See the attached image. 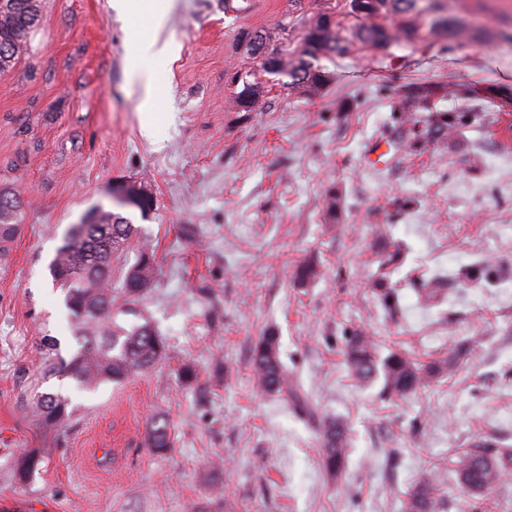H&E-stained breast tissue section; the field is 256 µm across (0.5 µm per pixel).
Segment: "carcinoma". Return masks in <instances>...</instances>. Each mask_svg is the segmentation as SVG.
Masks as SVG:
<instances>
[{"label": "carcinoma", "instance_id": "obj_1", "mask_svg": "<svg viewBox=\"0 0 512 512\" xmlns=\"http://www.w3.org/2000/svg\"><path fill=\"white\" fill-rule=\"evenodd\" d=\"M420 0H344L340 10L324 8L304 28L300 49L291 62L274 52H266V39L260 32L249 37L251 54L261 59L264 72L276 70L290 78L288 87L302 88L310 94L323 91L332 74L319 65L322 58L344 56L355 49H387L404 40L425 42L427 37L444 31L459 40L469 30L448 17L433 19L422 25L418 9ZM40 17V0H0V74L10 71L27 48L31 33ZM243 82L236 93L234 106L240 112H251L265 102L267 86L258 79ZM457 95L444 81H430L413 87L391 106L392 131L397 144L409 151H423L439 140H445L459 128L475 122L479 113L497 107L495 100L465 103L453 111L437 108V104ZM21 200L13 191L0 192V252L14 241L20 225ZM137 228L120 213H100L93 224H74L56 250L49 270L56 285L64 293L69 311L73 339L77 350L70 359L61 357L58 344L46 338L39 345L44 374H62L73 379L77 388L93 390L102 384L119 383L141 372L166 355V345L148 320L126 329L117 322L119 315H133V304L142 299L152 283L155 259L153 253L139 250L136 261L125 273L122 291L112 293V255L126 249ZM279 336L273 331L259 337L252 350V369L261 388L268 394L289 393L304 405L306 399L290 384L283 365ZM378 342L362 332L347 338L344 352L348 370L362 382L383 377L385 388L393 396L403 398L416 393L428 379L443 371L447 361L422 364L406 351H392L377 357ZM70 400L61 393H44L36 405L38 420L46 431H58L66 425ZM169 423L153 417L147 425V447L163 453L171 447ZM323 466L340 470L349 445L345 426L336 421L325 425L322 432ZM42 460L40 449L28 448L18 458L14 478L25 483ZM448 473L453 485L464 489L481 501L490 498L499 487L512 482V448L494 437L475 440L461 455L449 460ZM443 499L437 486V473H426L405 494L401 512H441Z\"/></svg>", "mask_w": 512, "mask_h": 512}]
</instances>
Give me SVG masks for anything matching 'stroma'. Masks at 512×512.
Returning <instances> with one entry per match:
<instances>
[{
  "instance_id": "obj_1",
  "label": "stroma",
  "mask_w": 512,
  "mask_h": 512,
  "mask_svg": "<svg viewBox=\"0 0 512 512\" xmlns=\"http://www.w3.org/2000/svg\"><path fill=\"white\" fill-rule=\"evenodd\" d=\"M470 39L422 47L400 41L322 59L334 75L316 95L267 74L268 104L235 111L234 74L259 70L249 33L294 57L322 0H172L160 19L131 21L110 0H42L24 57L0 75V189L18 190L22 230L0 259V505L26 512H400L407 489L479 437L512 448V105L422 152L391 142L390 110L417 81L507 97L512 92V0H442ZM173 51L142 61L158 88L154 137L142 130L127 59L135 36ZM386 145L382 164L368 155ZM149 193L148 212L122 214L156 270L139 308L166 356L125 383L77 389L41 381L38 344L76 349L48 269L70 225L111 210L113 182ZM338 209L328 218L325 198ZM404 242L376 290L391 242ZM489 261L493 278L460 282ZM320 275L298 285L295 272ZM442 277L446 299L421 288ZM312 408L261 391L251 349L264 331ZM376 336L380 355L427 363L459 342L443 374L405 398L362 383L344 362L346 334ZM197 377L185 381L184 367ZM59 392L73 414L43 432L36 395ZM172 446L145 444L151 417ZM344 423L341 472L321 464L325 423ZM26 448L43 460L28 483L13 467Z\"/></svg>"
}]
</instances>
